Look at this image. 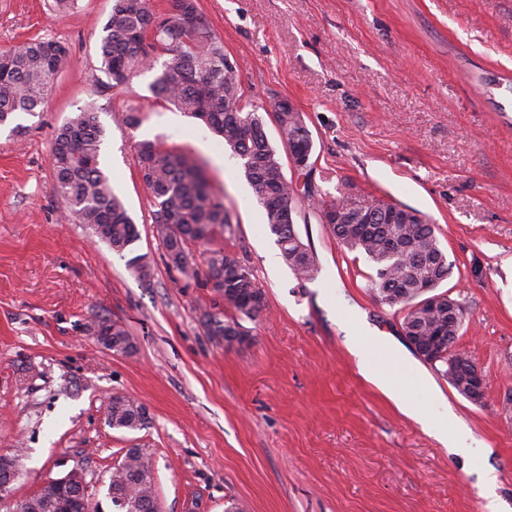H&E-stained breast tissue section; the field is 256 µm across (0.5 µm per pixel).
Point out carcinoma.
Returning <instances> with one entry per match:
<instances>
[{
	"label": "carcinoma",
	"mask_w": 512,
	"mask_h": 512,
	"mask_svg": "<svg viewBox=\"0 0 512 512\" xmlns=\"http://www.w3.org/2000/svg\"><path fill=\"white\" fill-rule=\"evenodd\" d=\"M102 65L116 86H129L142 73L154 69L157 56H168L161 72L149 85L155 97L179 111L202 121L225 148L243 161L258 203L263 208L269 232L276 237L281 254L295 277H315L317 260L311 246L295 228V200L314 196L309 183L298 186L286 179L277 150L270 144L266 123L258 108L244 100L237 71L224 53V43L211 21L199 10L197 0H172L163 14L151 0H113L112 13L103 26L100 43ZM70 64L69 49L56 41L35 38L20 48L0 51V126L21 136L25 126L15 122L23 113L30 116L42 108L48 90ZM286 150L310 154L311 134L299 112L277 105L272 112ZM104 129L95 107L77 110L56 132L53 145L52 193L65 203L67 217L90 226L120 258L128 273L142 283L151 278L144 254L135 253L139 232L122 197L114 190L100 166ZM143 182L157 201L152 220L157 226L169 264L187 278L198 275L189 245L206 244L215 229L231 224L224 200L211 189L204 168L156 141L136 144ZM336 242L372 263V288L378 300L403 314L405 331L418 329L423 336L441 332L442 350L431 361L448 374V359L461 351L456 341L464 323L463 304L446 291H438L450 277L452 264L440 247L434 225L415 210L402 208V222L388 221L389 203L374 200L366 212L377 215L374 224L355 218L350 201L343 195L318 202ZM209 280L233 316L210 314L206 327L210 335L248 341L242 321L253 320L266 308L263 290L252 271L230 253L210 249L206 258ZM98 336L112 337L111 350L128 354L133 350L129 334L118 321H103ZM109 425L117 430L135 431L145 425L142 408L123 397L107 409ZM123 470L112 474L113 490L120 493L132 512H149L157 500L154 467L148 449L125 453ZM52 494L17 505L18 512H51Z\"/></svg>",
	"instance_id": "obj_1"
}]
</instances>
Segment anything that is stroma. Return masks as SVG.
I'll use <instances>...</instances> for the list:
<instances>
[{
    "label": "stroma",
    "instance_id": "obj_1",
    "mask_svg": "<svg viewBox=\"0 0 512 512\" xmlns=\"http://www.w3.org/2000/svg\"><path fill=\"white\" fill-rule=\"evenodd\" d=\"M250 103L302 112L308 181L356 203L416 209L453 265L443 287L465 307L458 345L485 379L460 395L400 332L371 289L375 271L341 248L297 199L296 229L317 256L298 280L281 256L240 158L200 121L153 97L154 72L115 86L99 46L112 0H0V49L46 37L71 62L22 137L0 131V454L22 449L0 512L81 467L92 512H113L107 484L126 449L153 455L160 512H512V0H198ZM136 105L139 127L115 110ZM88 104L105 136L101 166L125 200L152 269L135 280L94 231L62 217L52 193L57 128ZM150 139L204 165L231 226L211 246L252 271L267 307L227 347L202 324L224 305L207 279L169 267L138 172ZM118 321L134 350L104 348L94 327ZM361 321L403 359L370 357L383 393L349 343ZM141 406L136 431L112 429V396ZM421 409L426 423L405 415ZM468 432L457 455L443 433ZM497 482L486 497L487 472Z\"/></svg>",
    "mask_w": 512,
    "mask_h": 512
}]
</instances>
